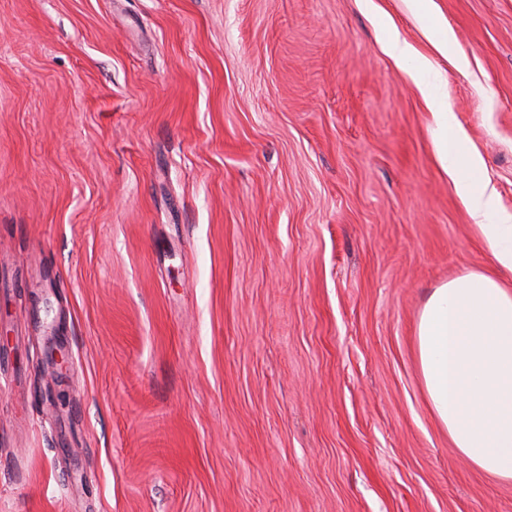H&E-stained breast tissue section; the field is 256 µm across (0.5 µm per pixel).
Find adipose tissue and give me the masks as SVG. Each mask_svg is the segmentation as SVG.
Listing matches in <instances>:
<instances>
[{"instance_id": "adipose-tissue-1", "label": "adipose tissue", "mask_w": 512, "mask_h": 512, "mask_svg": "<svg viewBox=\"0 0 512 512\" xmlns=\"http://www.w3.org/2000/svg\"><path fill=\"white\" fill-rule=\"evenodd\" d=\"M386 33V52L413 63L425 90L443 170L497 266L512 272V219L499 214L481 160L430 83L427 60L396 28ZM415 347L430 409L455 448L474 467L512 479V289L478 272L442 283L421 311Z\"/></svg>"}]
</instances>
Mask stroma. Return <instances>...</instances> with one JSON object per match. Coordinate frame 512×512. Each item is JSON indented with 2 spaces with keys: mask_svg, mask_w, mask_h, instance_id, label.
I'll use <instances>...</instances> for the list:
<instances>
[{
  "mask_svg": "<svg viewBox=\"0 0 512 512\" xmlns=\"http://www.w3.org/2000/svg\"><path fill=\"white\" fill-rule=\"evenodd\" d=\"M512 213V0H374ZM363 0H0V512H512L414 329L494 271ZM62 342L65 365L44 351Z\"/></svg>",
  "mask_w": 512,
  "mask_h": 512,
  "instance_id": "obj_1",
  "label": "stroma"
}]
</instances>
